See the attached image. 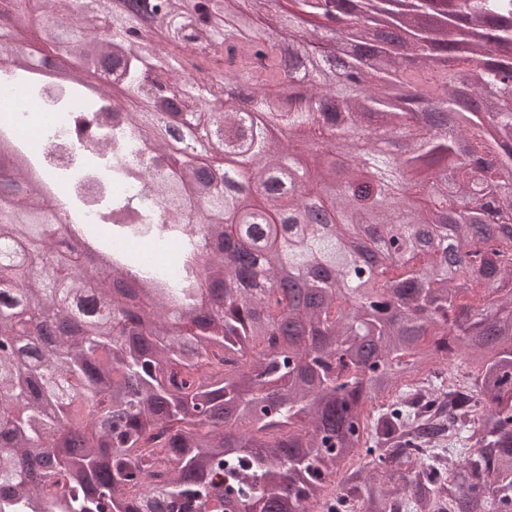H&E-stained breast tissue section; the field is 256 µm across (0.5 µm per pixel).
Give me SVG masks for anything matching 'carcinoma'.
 Masks as SVG:
<instances>
[{
    "instance_id": "obj_1",
    "label": "carcinoma",
    "mask_w": 512,
    "mask_h": 512,
    "mask_svg": "<svg viewBox=\"0 0 512 512\" xmlns=\"http://www.w3.org/2000/svg\"><path fill=\"white\" fill-rule=\"evenodd\" d=\"M112 2L12 0L14 14L0 12V63L25 61L18 23L35 8L68 23L59 52L121 64L128 90L150 46L127 35L156 23L174 46L205 36L260 69L230 72L237 96L210 84L219 103L210 112L182 94L180 107L228 163L222 181L197 157L168 168L154 115L129 119L155 192L195 206L173 279L111 251L92 228L0 192V341L13 342L0 356V512H512V190H499L512 177V84L501 82L512 78V0H339L359 40L352 61L373 71L370 84L341 91L316 52L325 0H254L247 10L240 0L212 10L163 0L112 15L122 56L95 33ZM284 33L301 38L287 66ZM442 112L454 130L446 141L426 134ZM271 124L332 131V150L354 161L338 170L325 161L332 150H274ZM352 133L386 138L399 155L356 154ZM0 145L17 159L0 179L35 175L15 146ZM289 165L313 187L340 188L316 196L334 214L327 233L279 223L313 196L286 187ZM119 215L153 221L110 200L104 218ZM443 224L451 259L436 246ZM365 225L378 247L397 249L361 285L346 239ZM230 229L254 249L252 264L207 249ZM69 237L101 250L111 278L140 279L138 301L114 294L109 317L87 315ZM255 265L305 280L315 301L284 288L251 293ZM211 280L225 284L214 301ZM53 318L78 324L45 353L37 329ZM451 354L473 366L464 390L445 382ZM354 462L362 469L335 484Z\"/></svg>"
}]
</instances>
